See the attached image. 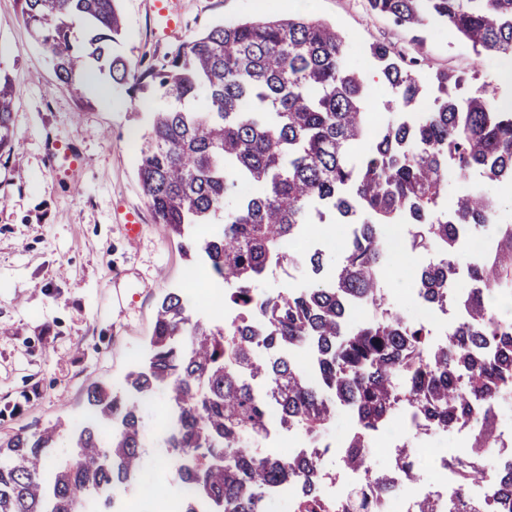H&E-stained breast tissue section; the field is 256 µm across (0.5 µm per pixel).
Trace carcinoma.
Here are the masks:
<instances>
[{"mask_svg":"<svg viewBox=\"0 0 512 512\" xmlns=\"http://www.w3.org/2000/svg\"><path fill=\"white\" fill-rule=\"evenodd\" d=\"M17 2L80 105L88 104L82 79L95 69L133 95L158 97L137 145L143 193L184 253L202 256L216 279L232 285L224 303L239 313L210 327L193 319L186 292L167 293L145 363L120 389L91 386L87 412L68 425L78 460L47 470L55 426L0 442V512H72L78 498L128 485L143 469L144 400L159 389L178 411L164 447L190 491L182 512H196L197 501L211 512H265L266 495L291 481L299 484L294 512H327L318 451L281 458L252 448L273 412L278 424L317 437L336 405L351 407L357 431L342 460L387 492L395 487L380 480L367 448L400 392L431 428L478 414L473 447H493L496 399L512 385V322L496 317L488 293L512 295V222L483 190L440 208L450 171L512 184V108L495 109L487 84H476L474 74L438 72L432 94L418 77V59L406 61L379 42L369 55L390 93L379 115L368 110V83L350 65L345 38L307 14L219 25L139 68L113 51L121 37L115 0ZM367 6L410 28L436 21L479 57L512 58V0ZM75 19L86 23L80 42L71 36ZM14 94L10 77L0 76V156L12 147ZM328 215L359 225L344 265L323 279V254L313 253L308 287L258 292L269 267L296 262L285 243ZM388 224H413L415 246L440 250V260L414 276L421 297L434 303L458 273L460 228L493 226V253L469 269L465 317L440 346L429 347L427 330L397 310L347 325L353 304L380 309L381 229ZM203 225L207 235L187 233ZM299 345L311 354L313 380L285 354ZM411 453L408 445L398 449L395 462L415 481ZM493 493L512 512V465L498 471Z\"/></svg>","mask_w":512,"mask_h":512,"instance_id":"carcinoma-1","label":"carcinoma"}]
</instances>
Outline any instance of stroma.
I'll list each match as a JSON object with an SVG mask.
<instances>
[{"label": "stroma", "mask_w": 512, "mask_h": 512, "mask_svg": "<svg viewBox=\"0 0 512 512\" xmlns=\"http://www.w3.org/2000/svg\"><path fill=\"white\" fill-rule=\"evenodd\" d=\"M123 35L115 52L130 64L157 60L191 36L259 15L298 11L336 26L351 62L374 74L376 42L419 57L423 77L477 72L497 101L512 100L502 60L431 23L419 30L372 13L366 0H169L178 27L164 33L153 0H117ZM0 69L15 86L12 151L0 157V440L80 419L92 382L121 385L145 361L156 307L167 292L214 285L171 229L156 223L138 175L134 133L151 100L96 74L88 106L57 81L50 58L23 23L16 0H0ZM78 145L81 168L65 175L46 138ZM138 212L129 237L124 216Z\"/></svg>", "instance_id": "1"}]
</instances>
